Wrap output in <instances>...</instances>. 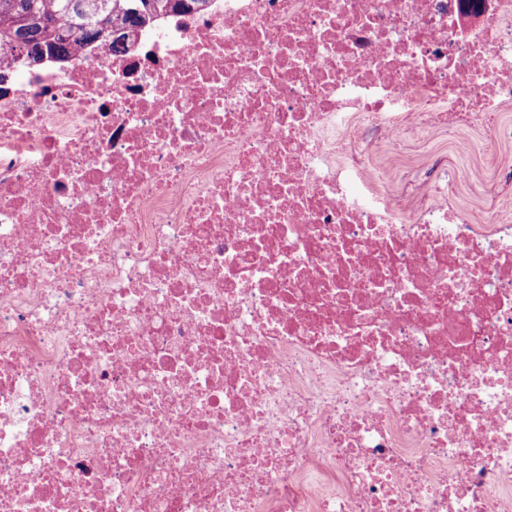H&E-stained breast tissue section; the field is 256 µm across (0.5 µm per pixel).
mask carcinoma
Returning <instances> with one entry per match:
<instances>
[{
  "instance_id": "carcinoma-1",
  "label": "carcinoma",
  "mask_w": 512,
  "mask_h": 512,
  "mask_svg": "<svg viewBox=\"0 0 512 512\" xmlns=\"http://www.w3.org/2000/svg\"><path fill=\"white\" fill-rule=\"evenodd\" d=\"M174 0H0V41L23 50L28 36L63 60L78 48L112 37L127 45Z\"/></svg>"
}]
</instances>
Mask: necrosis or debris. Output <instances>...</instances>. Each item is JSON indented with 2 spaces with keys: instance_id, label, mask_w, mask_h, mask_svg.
<instances>
[{
  "instance_id": "1",
  "label": "necrosis or debris",
  "mask_w": 512,
  "mask_h": 512,
  "mask_svg": "<svg viewBox=\"0 0 512 512\" xmlns=\"http://www.w3.org/2000/svg\"><path fill=\"white\" fill-rule=\"evenodd\" d=\"M510 108L512 0L0 49V512H512V205L353 186Z\"/></svg>"
}]
</instances>
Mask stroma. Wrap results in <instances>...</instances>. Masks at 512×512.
Instances as JSON below:
<instances>
[{
	"label": "stroma",
	"instance_id": "obj_1",
	"mask_svg": "<svg viewBox=\"0 0 512 512\" xmlns=\"http://www.w3.org/2000/svg\"><path fill=\"white\" fill-rule=\"evenodd\" d=\"M370 164L375 192L396 196L409 209L432 193L443 174L454 172L460 175L455 201L470 214L481 215L512 197V140L494 139L484 130L464 141L450 129L426 127L401 149L377 153Z\"/></svg>",
	"mask_w": 512,
	"mask_h": 512
}]
</instances>
